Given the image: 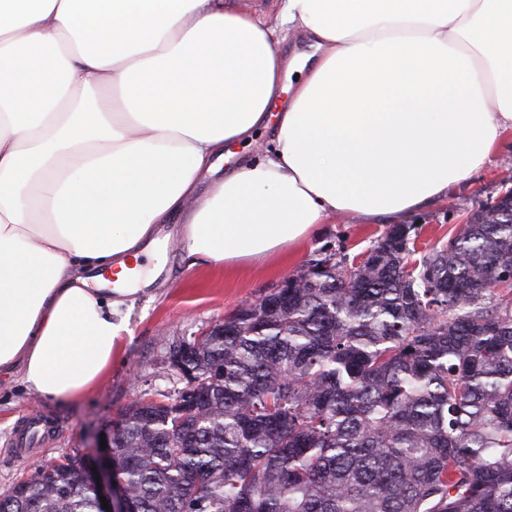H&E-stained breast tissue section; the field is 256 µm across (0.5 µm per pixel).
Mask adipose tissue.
Masks as SVG:
<instances>
[{
  "label": "adipose tissue",
  "instance_id": "obj_1",
  "mask_svg": "<svg viewBox=\"0 0 512 512\" xmlns=\"http://www.w3.org/2000/svg\"><path fill=\"white\" fill-rule=\"evenodd\" d=\"M289 32L309 59L285 61ZM511 134L512 0H283L265 21L225 0H0V380L60 404L94 387L163 243L264 262L333 218L447 200Z\"/></svg>",
  "mask_w": 512,
  "mask_h": 512
}]
</instances>
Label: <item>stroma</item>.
<instances>
[{
    "label": "stroma",
    "instance_id": "35a3bbf8",
    "mask_svg": "<svg viewBox=\"0 0 512 512\" xmlns=\"http://www.w3.org/2000/svg\"><path fill=\"white\" fill-rule=\"evenodd\" d=\"M508 178L512 179V144L454 198L477 210L496 200ZM463 220L462 214L449 212L444 202L409 216L417 233V254L445 244ZM388 225L385 219L352 224L337 218L281 257L228 269L190 264L176 248H167L161 276L136 294L129 311L131 334L121 340L111 370L94 391L61 405L28 395L19 383H0V492L67 454L92 453L96 436L133 398L150 399L165 392L170 383L164 364L173 342L222 322L243 300L296 274L318 254L343 252L354 257L365 253ZM35 413L57 418L59 427L41 439L31 458H16L11 447L13 426Z\"/></svg>",
    "mask_w": 512,
    "mask_h": 512
}]
</instances>
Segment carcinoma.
I'll return each mask as SVG.
<instances>
[{"label":"carcinoma","instance_id":"1","mask_svg":"<svg viewBox=\"0 0 512 512\" xmlns=\"http://www.w3.org/2000/svg\"><path fill=\"white\" fill-rule=\"evenodd\" d=\"M410 224L272 288L130 404L112 468L138 512H512V203L408 265ZM80 457L0 512H97Z\"/></svg>","mask_w":512,"mask_h":512}]
</instances>
